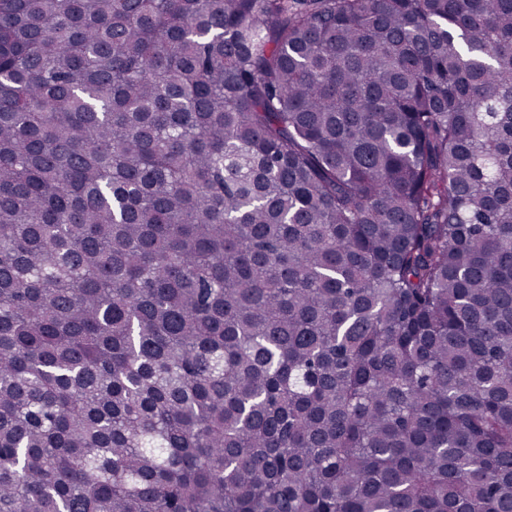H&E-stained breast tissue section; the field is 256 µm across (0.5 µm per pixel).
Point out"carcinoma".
Returning <instances> with one entry per match:
<instances>
[{"label":"carcinoma","instance_id":"obj_1","mask_svg":"<svg viewBox=\"0 0 512 512\" xmlns=\"http://www.w3.org/2000/svg\"><path fill=\"white\" fill-rule=\"evenodd\" d=\"M0 512H512V0H0Z\"/></svg>","mask_w":512,"mask_h":512}]
</instances>
